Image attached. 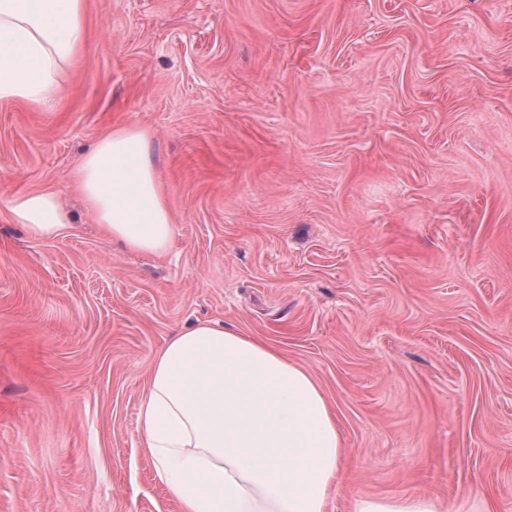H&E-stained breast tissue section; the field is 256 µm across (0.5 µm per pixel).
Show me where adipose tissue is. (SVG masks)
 <instances>
[{"instance_id": "obj_1", "label": "adipose tissue", "mask_w": 512, "mask_h": 512, "mask_svg": "<svg viewBox=\"0 0 512 512\" xmlns=\"http://www.w3.org/2000/svg\"><path fill=\"white\" fill-rule=\"evenodd\" d=\"M87 38L85 0H0V100L55 106ZM73 180L102 231L132 252L163 255L173 222L139 126L112 128ZM11 218L35 239L71 215L59 195L13 197ZM137 432L182 512H327L348 475L346 450L314 376L268 344L217 323L179 330L154 355ZM352 512H442L425 496L359 498Z\"/></svg>"}]
</instances>
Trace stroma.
<instances>
[{
	"label": "stroma",
	"instance_id": "35a3bbf8",
	"mask_svg": "<svg viewBox=\"0 0 512 512\" xmlns=\"http://www.w3.org/2000/svg\"><path fill=\"white\" fill-rule=\"evenodd\" d=\"M53 110L0 101V512H181L136 428L218 321L322 386L355 497L512 512V0H86ZM140 125L174 218L112 245L71 182ZM58 193L36 240L10 199ZM9 211L12 220L23 224L34 239L57 237L71 224V215L59 195L48 189L28 191L13 197Z\"/></svg>",
	"mask_w": 512,
	"mask_h": 512
}]
</instances>
